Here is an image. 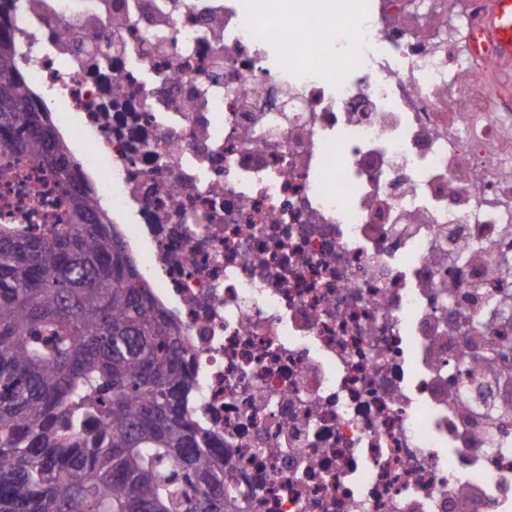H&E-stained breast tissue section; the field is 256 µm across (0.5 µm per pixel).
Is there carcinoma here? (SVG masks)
<instances>
[{
    "instance_id": "1",
    "label": "carcinoma",
    "mask_w": 512,
    "mask_h": 512,
    "mask_svg": "<svg viewBox=\"0 0 512 512\" xmlns=\"http://www.w3.org/2000/svg\"><path fill=\"white\" fill-rule=\"evenodd\" d=\"M0 37V182L60 189L0 210V512H224V453L188 402L179 324L153 300L51 113Z\"/></svg>"
}]
</instances>
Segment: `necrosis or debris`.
I'll return each instance as SVG.
<instances>
[{
    "label": "necrosis or debris",
    "instance_id": "4bbe7bcc",
    "mask_svg": "<svg viewBox=\"0 0 512 512\" xmlns=\"http://www.w3.org/2000/svg\"><path fill=\"white\" fill-rule=\"evenodd\" d=\"M488 6L0 16L182 329L225 512H512V73L471 49Z\"/></svg>",
    "mask_w": 512,
    "mask_h": 512
}]
</instances>
